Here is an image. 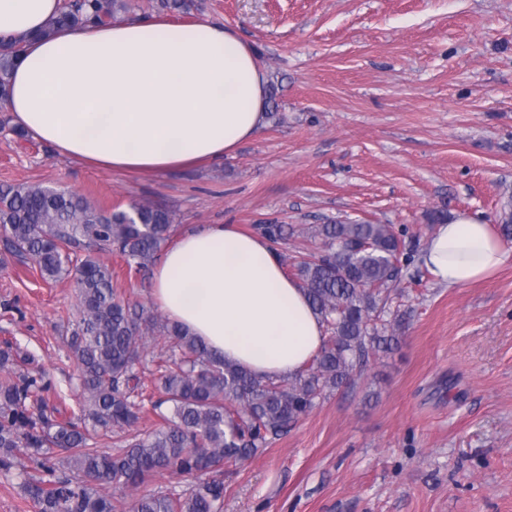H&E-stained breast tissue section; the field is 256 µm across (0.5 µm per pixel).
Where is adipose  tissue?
<instances>
[{"label":"adipose tissue","instance_id":"ef3b65f1","mask_svg":"<svg viewBox=\"0 0 512 512\" xmlns=\"http://www.w3.org/2000/svg\"><path fill=\"white\" fill-rule=\"evenodd\" d=\"M59 0H0V49L23 39L4 101L12 122L65 160L148 176L223 160L265 120L267 75L231 29L120 19L44 35ZM508 252L490 225H435L420 259L434 282L484 280ZM152 300L224 360L292 377L324 325L267 238L228 224L181 232L152 274Z\"/></svg>","mask_w":512,"mask_h":512}]
</instances>
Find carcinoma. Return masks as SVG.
Here are the masks:
<instances>
[{
	"label": "carcinoma",
	"mask_w": 512,
	"mask_h": 512,
	"mask_svg": "<svg viewBox=\"0 0 512 512\" xmlns=\"http://www.w3.org/2000/svg\"><path fill=\"white\" fill-rule=\"evenodd\" d=\"M110 18L102 0H76L59 9L45 33ZM14 55L0 56V99ZM499 221L501 236L512 240L511 200ZM259 228L274 244L288 240L284 224ZM172 231V214L151 203L104 214L70 190H0V235L8 250L33 259L45 280L75 272L82 312L68 338L83 395L75 419L49 408V383L30 369L33 355L8 341L0 347V470L10 472L24 456L41 472L21 485L33 512H118L122 502L107 489L133 491L161 471L194 484L177 496H140L133 512H221L224 484L210 473L255 455L398 340L406 313L391 309V291L415 260L403 229L352 221L307 228L322 249L299 256L292 268L330 336L303 371L279 380H259L224 362L168 318L117 296L101 256L115 255L139 272ZM159 340L155 378L147 384L142 357ZM165 404L169 414H159L165 425L138 437L134 427L147 410ZM114 428L131 433L117 454L101 443L102 432Z\"/></svg>",
	"instance_id": "1"
}]
</instances>
